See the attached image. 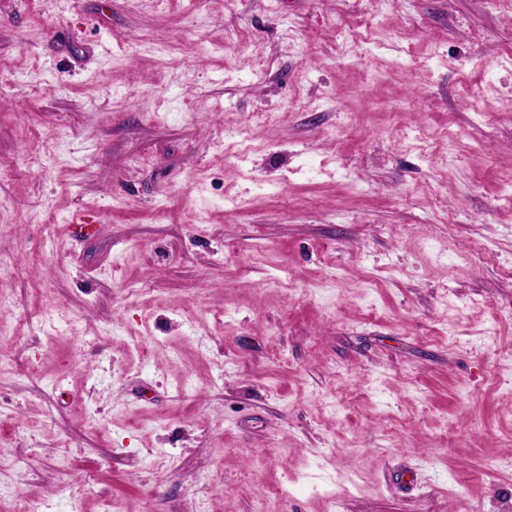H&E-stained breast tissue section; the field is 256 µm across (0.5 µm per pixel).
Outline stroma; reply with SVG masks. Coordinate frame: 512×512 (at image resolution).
I'll list each match as a JSON object with an SVG mask.
<instances>
[{"instance_id": "stroma-1", "label": "stroma", "mask_w": 512, "mask_h": 512, "mask_svg": "<svg viewBox=\"0 0 512 512\" xmlns=\"http://www.w3.org/2000/svg\"><path fill=\"white\" fill-rule=\"evenodd\" d=\"M0 70V512H512V0H0Z\"/></svg>"}]
</instances>
